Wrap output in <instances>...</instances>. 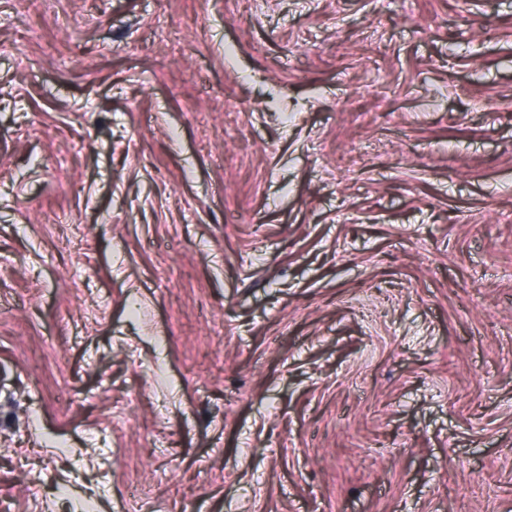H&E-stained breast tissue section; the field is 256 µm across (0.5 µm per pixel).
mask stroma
I'll return each instance as SVG.
<instances>
[{
	"mask_svg": "<svg viewBox=\"0 0 512 512\" xmlns=\"http://www.w3.org/2000/svg\"><path fill=\"white\" fill-rule=\"evenodd\" d=\"M89 501L512 512V0H0V512Z\"/></svg>",
	"mask_w": 512,
	"mask_h": 512,
	"instance_id": "obj_1",
	"label": "stroma"
}]
</instances>
